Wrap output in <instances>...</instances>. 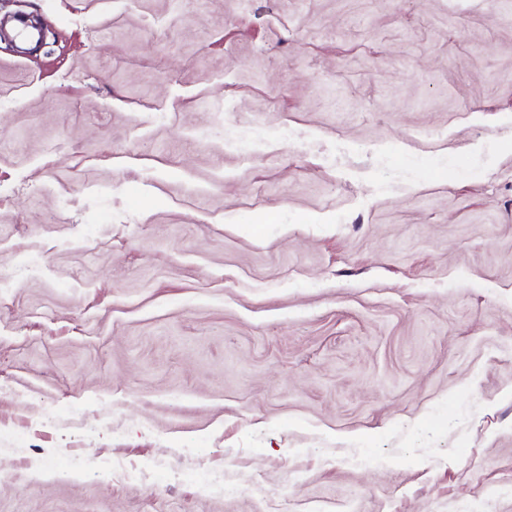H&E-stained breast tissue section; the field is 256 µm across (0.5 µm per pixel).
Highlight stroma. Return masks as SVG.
<instances>
[{
	"mask_svg": "<svg viewBox=\"0 0 512 512\" xmlns=\"http://www.w3.org/2000/svg\"><path fill=\"white\" fill-rule=\"evenodd\" d=\"M19 11L0 512H512V0Z\"/></svg>",
	"mask_w": 512,
	"mask_h": 512,
	"instance_id": "1",
	"label": "stroma"
}]
</instances>
